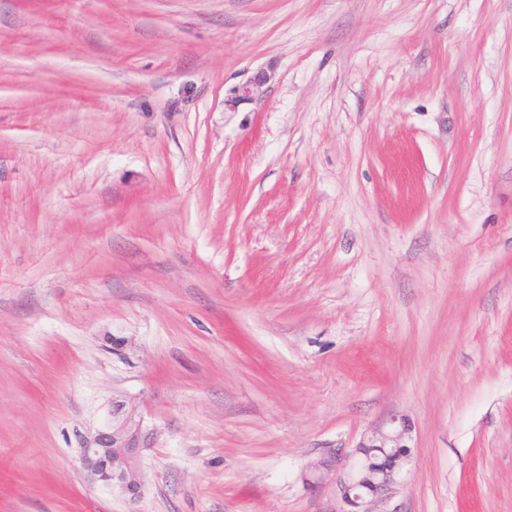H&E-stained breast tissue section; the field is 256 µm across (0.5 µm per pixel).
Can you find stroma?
<instances>
[{"label": "stroma", "mask_w": 512, "mask_h": 512, "mask_svg": "<svg viewBox=\"0 0 512 512\" xmlns=\"http://www.w3.org/2000/svg\"><path fill=\"white\" fill-rule=\"evenodd\" d=\"M394 414L371 512H512V0H0V512H342ZM142 435L132 416L112 422V431H103L92 442L80 448L85 469L98 481L107 485L118 483L124 490L136 495L140 489L139 458ZM410 425L393 416L388 426L360 442L349 453L337 487L350 510L371 512L367 507L379 494L396 483L399 463L409 455Z\"/></svg>", "instance_id": "1"}]
</instances>
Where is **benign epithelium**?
Returning <instances> with one entry per match:
<instances>
[{
    "instance_id": "obj_1",
    "label": "benign epithelium",
    "mask_w": 512,
    "mask_h": 512,
    "mask_svg": "<svg viewBox=\"0 0 512 512\" xmlns=\"http://www.w3.org/2000/svg\"><path fill=\"white\" fill-rule=\"evenodd\" d=\"M267 81L261 72L236 89V98L251 101ZM410 425L403 417L394 416L384 430L360 442L346 456L337 487L348 512H371L368 504L396 483L399 463L409 455ZM142 435L132 416L112 425L93 441L80 448L85 469L107 485L119 484L135 495L140 489L139 458Z\"/></svg>"
}]
</instances>
